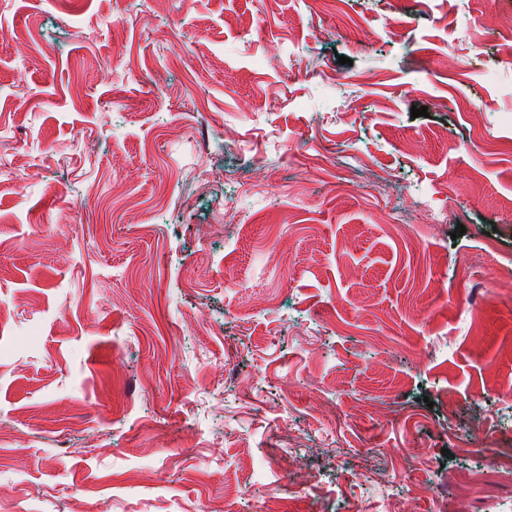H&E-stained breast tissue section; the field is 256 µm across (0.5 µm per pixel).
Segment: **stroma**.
<instances>
[{"label":"stroma","mask_w":512,"mask_h":512,"mask_svg":"<svg viewBox=\"0 0 512 512\" xmlns=\"http://www.w3.org/2000/svg\"><path fill=\"white\" fill-rule=\"evenodd\" d=\"M327 2L0 0V512H512V0Z\"/></svg>","instance_id":"obj_1"}]
</instances>
